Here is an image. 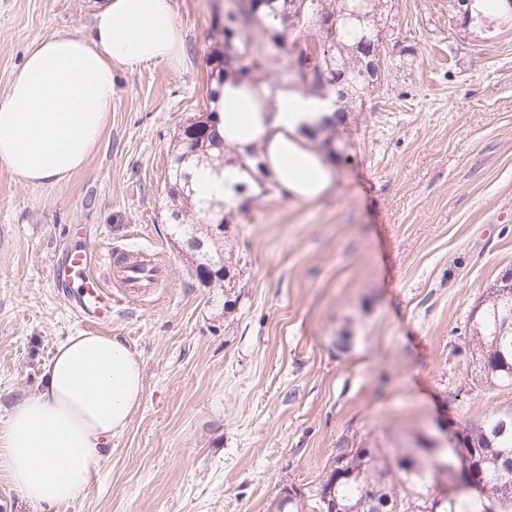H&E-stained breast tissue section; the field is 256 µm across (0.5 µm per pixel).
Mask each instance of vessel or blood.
<instances>
[{"instance_id": "1", "label": "vessel or blood", "mask_w": 512, "mask_h": 512, "mask_svg": "<svg viewBox=\"0 0 512 512\" xmlns=\"http://www.w3.org/2000/svg\"><path fill=\"white\" fill-rule=\"evenodd\" d=\"M104 261L102 255L74 250L64 262L54 266L56 280L77 288L75 309L86 323L94 326L109 324L111 320L112 294L96 273Z\"/></svg>"}]
</instances>
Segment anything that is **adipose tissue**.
<instances>
[{
  "label": "adipose tissue",
  "instance_id": "obj_1",
  "mask_svg": "<svg viewBox=\"0 0 512 512\" xmlns=\"http://www.w3.org/2000/svg\"><path fill=\"white\" fill-rule=\"evenodd\" d=\"M182 32L172 0H103L83 36L55 34L34 43L0 95V166L27 184L58 183L82 169L112 110L116 67L176 62ZM226 145L255 175L308 202L324 195L334 160L319 145L336 125L333 99L288 87L225 78L215 93ZM236 165L194 170L197 194L236 195ZM143 367L120 338L81 332L57 343L39 391L21 396L0 426V459L29 502H73L104 462L102 449L122 433L143 399Z\"/></svg>",
  "mask_w": 512,
  "mask_h": 512
}]
</instances>
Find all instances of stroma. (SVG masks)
<instances>
[{"instance_id": "1", "label": "stroma", "mask_w": 512, "mask_h": 512, "mask_svg": "<svg viewBox=\"0 0 512 512\" xmlns=\"http://www.w3.org/2000/svg\"><path fill=\"white\" fill-rule=\"evenodd\" d=\"M180 64L115 72L103 138L58 184L0 166V424L87 326L53 260L146 250L161 288L112 305L105 334L144 399L58 512H275L337 456L449 438L512 413L477 379L474 306L512 272V22L465 26L448 0H388L382 50L413 48L333 132L325 196L262 199L224 227L228 280L203 283L170 235L171 151L206 110L213 0H173ZM95 0H0V95L31 43L85 35Z\"/></svg>"}]
</instances>
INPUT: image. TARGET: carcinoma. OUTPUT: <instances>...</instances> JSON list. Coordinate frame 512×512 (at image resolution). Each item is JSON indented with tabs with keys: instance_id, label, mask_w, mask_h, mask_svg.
I'll return each instance as SVG.
<instances>
[{
	"instance_id": "carcinoma-1",
	"label": "carcinoma",
	"mask_w": 512,
	"mask_h": 512,
	"mask_svg": "<svg viewBox=\"0 0 512 512\" xmlns=\"http://www.w3.org/2000/svg\"><path fill=\"white\" fill-rule=\"evenodd\" d=\"M314 0H236L235 10L224 14L212 13L214 35L221 47L214 50L210 64L211 81L224 84V73L231 70L238 81H254L262 70L263 62L257 58L249 64L238 63L233 48L240 39L252 34L254 16L261 11L263 23L260 37L267 42H278L284 36L282 20L290 15L298 18L297 31L304 34L300 56L289 60L293 84L309 94L322 96L331 89L330 81L336 75L347 74L352 85L336 96L339 109H345L362 100L365 90L378 77L366 80L361 76L363 63L358 46L374 38L380 32L377 18L380 0H340L339 7L350 10L361 8V17L348 20L336 28L323 32L307 25L314 15ZM212 109L206 116L193 122L179 133L172 159V182L168 187V198L174 209L171 218H179L182 207L190 205L206 212L211 203L196 197L188 172V165L195 161L212 164L216 161L214 150L224 148L223 140L217 138ZM274 183L259 185V191L249 190L246 183L236 198L235 211H226L221 218L228 224L238 214L250 209L266 196L279 193ZM176 229L184 239L205 237L214 242L221 233L214 232L210 225L198 228L178 223ZM186 252L195 262V273L204 280H222L227 277L224 256L208 249L197 251L185 245ZM469 338L476 346L475 362L482 379L489 384L512 385V277L503 276L490 288L487 296L471 312ZM468 448L466 452L481 483L480 493L496 500L501 512H512V414L491 415L482 422L467 424L462 428ZM415 448H397L391 454H381L378 448H358L353 453L341 455L331 468L326 479L314 494L312 512H332L340 505L343 512H408L412 503L397 510L395 486L390 480L392 467L402 472L406 481L414 486L428 484L438 487L439 476L448 470L452 460L445 450L428 439H416ZM309 502L302 494L281 499L276 512H305ZM431 512H473L472 503L465 498L433 497Z\"/></svg>"
}]
</instances>
